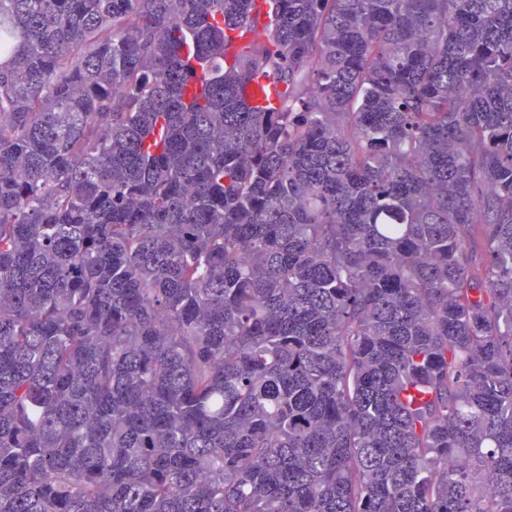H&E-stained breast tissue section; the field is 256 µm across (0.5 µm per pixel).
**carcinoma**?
Here are the masks:
<instances>
[{
    "label": "carcinoma",
    "instance_id": "obj_1",
    "mask_svg": "<svg viewBox=\"0 0 512 512\" xmlns=\"http://www.w3.org/2000/svg\"><path fill=\"white\" fill-rule=\"evenodd\" d=\"M253 2L0 0V512H512V0Z\"/></svg>",
    "mask_w": 512,
    "mask_h": 512
}]
</instances>
